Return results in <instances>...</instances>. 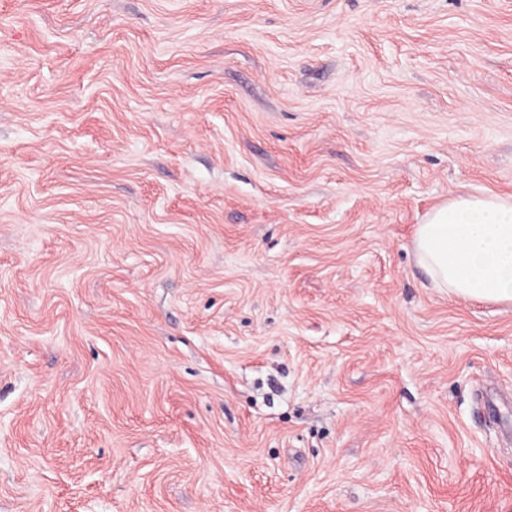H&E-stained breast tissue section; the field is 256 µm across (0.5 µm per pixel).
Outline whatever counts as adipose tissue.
<instances>
[{
	"instance_id": "1",
	"label": "adipose tissue",
	"mask_w": 512,
	"mask_h": 512,
	"mask_svg": "<svg viewBox=\"0 0 512 512\" xmlns=\"http://www.w3.org/2000/svg\"><path fill=\"white\" fill-rule=\"evenodd\" d=\"M412 247L433 287L465 299L512 303V197L450 198L417 225Z\"/></svg>"
}]
</instances>
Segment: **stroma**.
I'll return each instance as SVG.
<instances>
[{
	"label": "stroma",
	"instance_id": "obj_1",
	"mask_svg": "<svg viewBox=\"0 0 512 512\" xmlns=\"http://www.w3.org/2000/svg\"><path fill=\"white\" fill-rule=\"evenodd\" d=\"M512 0H0V512H512ZM412 247L433 287L465 299L512 303V197L450 198L417 224Z\"/></svg>",
	"mask_w": 512,
	"mask_h": 512
}]
</instances>
